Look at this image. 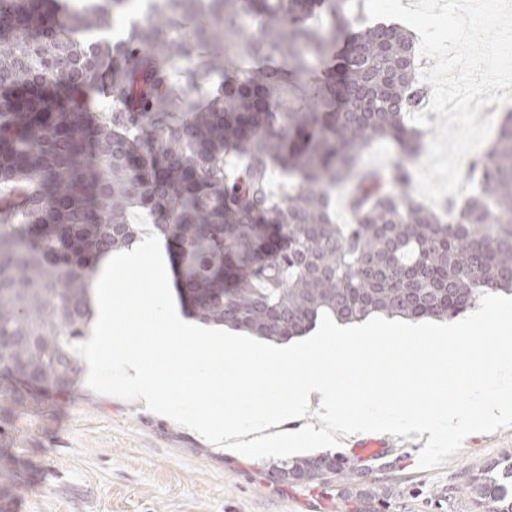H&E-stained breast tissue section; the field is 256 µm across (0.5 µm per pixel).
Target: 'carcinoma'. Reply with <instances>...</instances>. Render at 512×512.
<instances>
[{
    "label": "carcinoma",
    "instance_id": "1",
    "mask_svg": "<svg viewBox=\"0 0 512 512\" xmlns=\"http://www.w3.org/2000/svg\"><path fill=\"white\" fill-rule=\"evenodd\" d=\"M126 0L0 7V375L66 395L92 317L99 256L134 238L143 210L174 246L183 305L204 323L287 341L324 313L452 321L512 291V115L470 161L452 218L411 192L427 90L415 40L362 25V0H154L112 37ZM181 60L220 75L196 94ZM112 106L91 112L104 88ZM389 141L387 171L361 168ZM243 157L228 161L230 154ZM294 181L286 198L274 172ZM349 188L351 223L331 192ZM285 480L369 477L341 454L295 457ZM479 512H512V455L458 487Z\"/></svg>",
    "mask_w": 512,
    "mask_h": 512
}]
</instances>
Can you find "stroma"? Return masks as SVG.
I'll use <instances>...</instances> for the list:
<instances>
[{
    "mask_svg": "<svg viewBox=\"0 0 512 512\" xmlns=\"http://www.w3.org/2000/svg\"><path fill=\"white\" fill-rule=\"evenodd\" d=\"M390 442L371 462L381 480L370 512H474L448 488L512 452V428L468 436L430 470L417 467L418 435ZM274 464L210 447L82 379L69 395L40 396L0 377V500L19 512H359L357 481L291 483Z\"/></svg>",
    "mask_w": 512,
    "mask_h": 512,
    "instance_id": "35a3bbf8",
    "label": "stroma"
}]
</instances>
